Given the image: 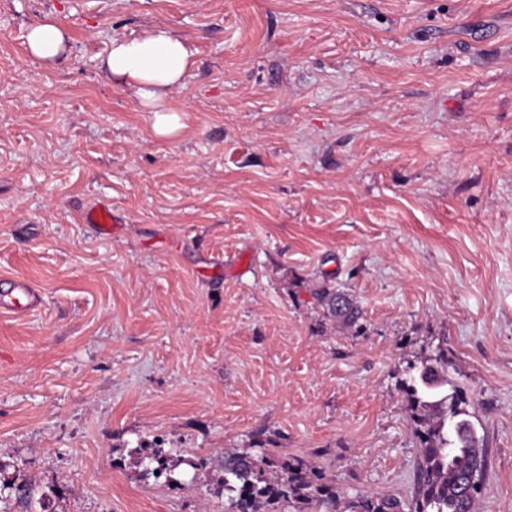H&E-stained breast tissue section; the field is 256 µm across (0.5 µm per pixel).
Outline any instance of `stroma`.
<instances>
[{
  "label": "stroma",
  "instance_id": "35a3bbf8",
  "mask_svg": "<svg viewBox=\"0 0 512 512\" xmlns=\"http://www.w3.org/2000/svg\"><path fill=\"white\" fill-rule=\"evenodd\" d=\"M160 24L194 53L169 137L99 67ZM18 280L43 302L0 308V485L46 512H231L227 448L409 496L401 383L440 354L488 448L479 512H512V0H0ZM26 47L42 66L53 67L67 52V34L55 19L46 17L29 27ZM313 296L321 306L323 317L344 327H353L361 319L359 307L349 296L331 286L327 281H319L313 288Z\"/></svg>",
  "mask_w": 512,
  "mask_h": 512
}]
</instances>
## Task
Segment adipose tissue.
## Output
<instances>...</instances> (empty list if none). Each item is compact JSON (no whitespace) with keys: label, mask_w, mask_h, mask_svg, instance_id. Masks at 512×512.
Here are the masks:
<instances>
[{"label":"adipose tissue","mask_w":512,"mask_h":512,"mask_svg":"<svg viewBox=\"0 0 512 512\" xmlns=\"http://www.w3.org/2000/svg\"><path fill=\"white\" fill-rule=\"evenodd\" d=\"M26 47L42 66H54L67 51V34L53 18L31 25ZM192 55L169 28L158 26L142 37L113 40L100 67L113 83L131 90L141 111L154 113L155 131L170 135L179 128L172 104L192 70Z\"/></svg>","instance_id":"obj_1"}]
</instances>
